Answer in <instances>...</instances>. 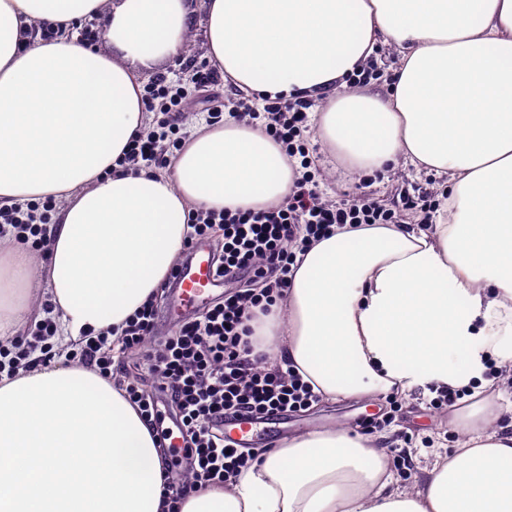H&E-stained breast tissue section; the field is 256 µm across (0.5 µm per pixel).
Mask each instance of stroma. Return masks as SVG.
Returning a JSON list of instances; mask_svg holds the SVG:
<instances>
[{
  "mask_svg": "<svg viewBox=\"0 0 512 512\" xmlns=\"http://www.w3.org/2000/svg\"><path fill=\"white\" fill-rule=\"evenodd\" d=\"M165 68L171 81L181 84L187 91L178 120L180 131L208 124L214 111L215 97H228L229 89L221 88L214 94L198 91L191 81L190 72L175 58L168 61ZM320 187L333 200L352 198L364 187L392 208H401L403 202L411 198L426 196L437 200L446 190L443 178L409 167L385 173L365 170L358 174L330 166L325 170ZM340 425L364 437L378 432L389 433L393 475L404 487L413 486L415 478L431 468L436 451L447 454L455 446V436L448 430L447 408L437 407L431 396L419 392L409 397L391 392L371 394L360 400H321L283 415L279 428L282 438L288 439Z\"/></svg>",
  "mask_w": 512,
  "mask_h": 512,
  "instance_id": "1",
  "label": "stroma"
}]
</instances>
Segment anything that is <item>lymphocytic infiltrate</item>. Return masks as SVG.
<instances>
[{
    "instance_id": "obj_1",
    "label": "lymphocytic infiltrate",
    "mask_w": 512,
    "mask_h": 512,
    "mask_svg": "<svg viewBox=\"0 0 512 512\" xmlns=\"http://www.w3.org/2000/svg\"><path fill=\"white\" fill-rule=\"evenodd\" d=\"M142 101L156 120L151 129L130 140L119 164L131 170L169 167L182 148L176 123L184 107L183 92L161 75L144 87ZM311 106L310 100L302 98H267L259 103L239 91L215 107L216 112L262 126L302 169L285 204L258 212L198 208L190 213L185 244L190 247L205 240L214 246L223 298L182 321L172 336L158 343L153 337L159 307L155 300H148L118 338H111L106 330L90 329L64 354L107 380L114 376L116 358L136 355L156 379L154 394L145 393L134 381L127 382L124 390L151 430L159 428L157 404L161 401L180 422L186 450L182 459H171L165 467L164 495L169 507H176L186 492L177 467L188 466L194 487L205 489L231 481L259 459L260 450L245 451L227 443L225 418L281 415L318 401V394L292 366L261 351V339L249 326L255 311H268L285 299L297 254L337 224L398 221L395 210L366 194L340 201L321 197L315 179L320 159L311 155L304 137ZM56 206V200L48 198L0 207V237L47 253ZM43 312L30 334L0 343V374L47 367L61 355L53 343L57 325L51 302H44Z\"/></svg>"
}]
</instances>
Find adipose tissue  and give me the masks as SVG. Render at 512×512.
I'll return each instance as SVG.
<instances>
[{
	"label": "adipose tissue",
	"mask_w": 512,
	"mask_h": 512,
	"mask_svg": "<svg viewBox=\"0 0 512 512\" xmlns=\"http://www.w3.org/2000/svg\"><path fill=\"white\" fill-rule=\"evenodd\" d=\"M201 20L207 59L255 98L321 102L337 160L442 176L454 221L346 224L296 258L286 306L256 335L321 399L461 391L458 437L419 488L395 487L387 449L347 428L283 441L180 512H512V0H0V206L48 197L46 277L68 340L115 329L157 294L191 206L259 210L297 172L259 127L188 130L172 169L117 166L146 126L141 73L180 54ZM103 24L105 48L81 42ZM42 24L61 25L52 42ZM384 45L375 89L344 76ZM29 253L0 250V335L27 318ZM161 450L123 391L59 360L0 379V512H165ZM399 55L396 50L391 47H382L378 49L376 56L373 58L371 69L374 70L377 79L369 81V72L367 68L356 71L355 73L346 77V83L349 88H355L365 83L370 82L372 85L378 87L382 85L383 79L392 75L394 68L398 66Z\"/></svg>",
	"instance_id": "adipose-tissue-1"
}]
</instances>
